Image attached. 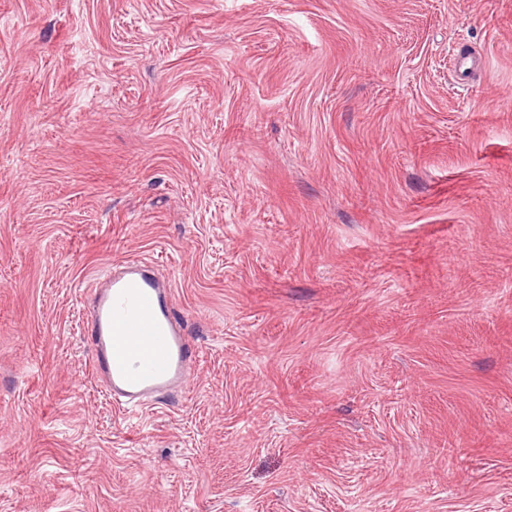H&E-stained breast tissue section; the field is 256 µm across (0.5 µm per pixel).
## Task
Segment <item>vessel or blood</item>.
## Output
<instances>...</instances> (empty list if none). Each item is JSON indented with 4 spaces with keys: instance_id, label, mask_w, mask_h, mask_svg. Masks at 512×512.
<instances>
[{
    "instance_id": "vessel-or-blood-1",
    "label": "vessel or blood",
    "mask_w": 512,
    "mask_h": 512,
    "mask_svg": "<svg viewBox=\"0 0 512 512\" xmlns=\"http://www.w3.org/2000/svg\"><path fill=\"white\" fill-rule=\"evenodd\" d=\"M170 285L132 261L101 274L83 338L114 405L135 414L189 385L196 350L172 307Z\"/></svg>"
}]
</instances>
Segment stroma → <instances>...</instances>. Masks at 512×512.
Here are the masks:
<instances>
[{
	"label": "stroma",
	"mask_w": 512,
	"mask_h": 512,
	"mask_svg": "<svg viewBox=\"0 0 512 512\" xmlns=\"http://www.w3.org/2000/svg\"><path fill=\"white\" fill-rule=\"evenodd\" d=\"M135 259L200 365L132 421ZM0 512H512V0H0ZM171 285L145 264L101 274L83 339L91 366L114 405L137 414L166 392L189 385L196 350L169 297Z\"/></svg>",
	"instance_id": "35a3bbf8"
}]
</instances>
